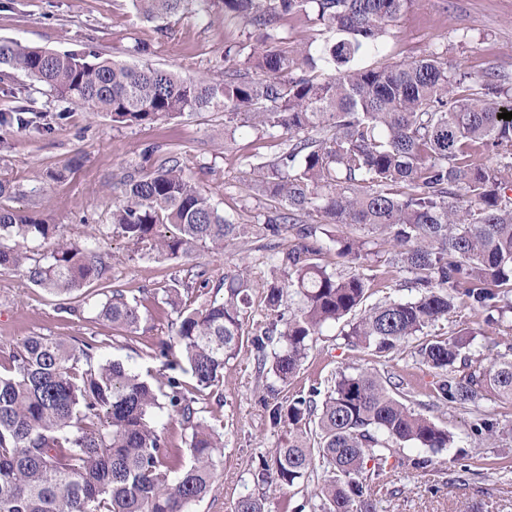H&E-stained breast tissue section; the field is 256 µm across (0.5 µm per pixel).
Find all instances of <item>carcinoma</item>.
Segmentation results:
<instances>
[{"mask_svg": "<svg viewBox=\"0 0 512 512\" xmlns=\"http://www.w3.org/2000/svg\"><path fill=\"white\" fill-rule=\"evenodd\" d=\"M191 0H132L137 12L163 30ZM414 0H221L224 18L262 32L250 52L224 51V79L128 65L98 53L79 54L0 39V68L24 73L58 97L107 112L132 125L185 112H222L287 148L254 166L248 188L275 199L276 215L263 229L291 231L297 243L282 252L289 280L266 283L268 323L252 339L259 375L282 385L301 369L314 336L346 321L345 345L390 354L417 339V354L435 373L429 406L479 408L492 395L512 410V355L485 367L468 355L477 335L463 327L447 336L430 328L466 304L487 313L512 312V74L492 71L480 90L471 76L439 54L392 66L365 58L384 51L387 26ZM281 14H303L328 36L293 47L274 39ZM244 56L239 61L237 57ZM30 109L19 106L0 123L26 128ZM494 166L480 161L487 152ZM14 185L0 181V267L63 298L84 286L112 329L130 331L143 301L108 285L100 243L90 227L83 243L62 226L4 204ZM317 217L307 224L303 217ZM324 225H347L393 243L394 262L411 275L419 296L364 308L367 279L342 276L316 262L311 244ZM112 226L138 249L186 258L200 247L217 251L241 236L185 166L168 157L152 170L126 176L112 210ZM35 243L20 251L12 241ZM337 255L356 264L366 242L329 235ZM224 297L193 307L178 287L164 304L177 313L175 336L158 345L172 373L154 386L136 370L101 352L94 336L62 340L29 336L9 348L0 372V512H192L215 488L222 436L207 417L206 391L219 403L224 365L240 351L250 307L248 274L224 277ZM191 374L188 391L175 370ZM324 396L319 401L317 397ZM187 433L185 447L169 444L158 420ZM271 423L288 438L253 471L257 492L241 496L233 512H268L271 496L319 474L316 501L294 512H377L376 485L389 492L399 467L423 468L407 446L451 448L447 429L408 405L405 382L376 371L341 375L326 394L313 386L288 404H275ZM508 432L495 414L478 413L470 437ZM188 463H183V458Z\"/></svg>", "mask_w": 512, "mask_h": 512, "instance_id": "carcinoma-1", "label": "carcinoma"}]
</instances>
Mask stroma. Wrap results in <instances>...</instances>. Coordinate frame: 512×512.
Segmentation results:
<instances>
[{"label": "stroma", "instance_id": "stroma-1", "mask_svg": "<svg viewBox=\"0 0 512 512\" xmlns=\"http://www.w3.org/2000/svg\"><path fill=\"white\" fill-rule=\"evenodd\" d=\"M257 36L250 25L225 23L218 5L207 15L185 10L160 33L137 13L131 0H0V39L17 38L55 51L90 48L117 62L151 64L192 75L219 76L225 45L250 46ZM138 41L150 44V54L132 55ZM434 53L475 78L492 69L511 73L512 0H416L389 25L385 50L377 61H414ZM7 88L18 90L19 98L4 96ZM20 104L36 113L37 123L25 129L0 127V180L15 187L10 207L42 214L77 243L83 242L87 225H107L102 249L110 266V284L127 296L144 297L145 302L137 328L119 337L93 306H85L78 316L57 311L53 295L18 272L0 269V360L11 345L30 336L92 335L103 341L105 355L157 382L166 369L155 349L177 326L176 313L162 309L164 288L184 281L187 269L194 266L207 270L206 296L211 299L224 274L239 268L250 273L245 342L239 355L224 367V399L214 409L223 425L221 476L212 495L197 503L194 512H232L239 497L253 491L252 473L259 458L288 437L286 427L271 424L270 409L274 403L307 393L311 385L327 389L341 374L372 368L383 376L403 377L412 404L427 402L434 373L420 363L415 342L403 343L388 357L378 358L368 349H348L338 325L323 330L288 385L270 390L259 377L252 331L266 320L262 310L266 282L288 278L287 269L277 266L276 258L293 237L287 233L273 237L259 228L256 215L273 210L274 203L249 192L246 184L253 165L280 152L277 142L249 127L225 125L220 112L126 126L113 122L109 114H92L57 98L23 73L0 72V112ZM171 155L184 163L224 216L246 225V235L227 245L223 253L205 247L186 260L137 253L112 228L113 185L128 172ZM50 170L60 173V180H49ZM319 243L321 262L328 269L345 275L355 271L367 278L368 304L416 297V290L404 285L405 273L388 268L391 246L384 237L367 235L369 256L358 267L339 262L327 236H320ZM484 319V313L462 307L431 332L445 337L462 323L478 329L470 351L487 364L512 342V315H504L494 329L485 328ZM430 416L448 428L456 445L431 454L406 448V455H426L431 463L409 475L397 474L398 492L383 502V512H512V436L472 440L468 433L474 416L465 408L443 406L431 410Z\"/></svg>", "mask_w": 512, "mask_h": 512}]
</instances>
